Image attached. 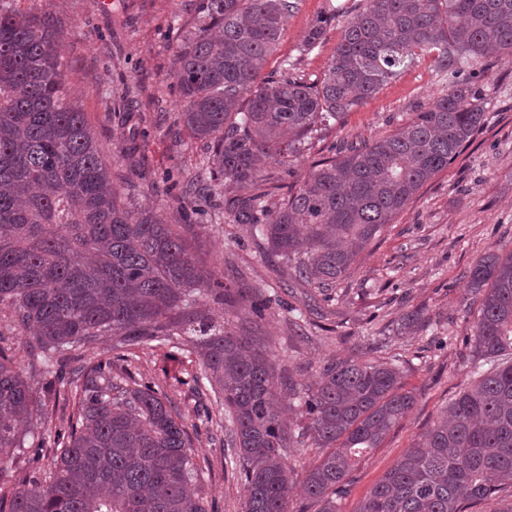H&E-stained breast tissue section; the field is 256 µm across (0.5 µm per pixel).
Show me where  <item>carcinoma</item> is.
Segmentation results:
<instances>
[{"instance_id":"obj_1","label":"carcinoma","mask_w":512,"mask_h":512,"mask_svg":"<svg viewBox=\"0 0 512 512\" xmlns=\"http://www.w3.org/2000/svg\"><path fill=\"white\" fill-rule=\"evenodd\" d=\"M344 27L323 76L296 78L283 62L264 73L298 0H196L198 29L174 55L182 121L209 149V179L232 194L248 224L295 279L333 300L357 258L421 187L448 167L486 122L461 65L512 54V0H365ZM336 14L316 19L315 48ZM59 32L36 15L0 8V306L32 332L27 354L53 370L62 413L41 476L0 481V512H207L181 413L155 378L135 370L147 344L194 337L224 409V444L246 492L244 512H287L291 445L310 437L323 456L304 478L318 512H338L357 458L378 448L415 397L396 360H332L300 397L309 421L287 432L277 380L260 336L237 334L192 308L203 289L229 284L202 270L177 224L133 213L118 198L83 113L68 101ZM432 54L448 91L394 134L313 165L270 204L256 186L267 159L288 167L307 141L364 102L418 55ZM478 303L472 382L449 417L427 430L357 512H469L512 497V251L469 270ZM112 339L95 360L74 353ZM0 348V472L24 451L29 383Z\"/></svg>"}]
</instances>
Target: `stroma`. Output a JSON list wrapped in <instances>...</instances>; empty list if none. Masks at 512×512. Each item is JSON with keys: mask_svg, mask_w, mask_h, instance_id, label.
<instances>
[{"mask_svg": "<svg viewBox=\"0 0 512 512\" xmlns=\"http://www.w3.org/2000/svg\"><path fill=\"white\" fill-rule=\"evenodd\" d=\"M98 2L0 0V5L48 19L59 31L67 97L83 112L122 201L132 210L148 209L164 223L181 225L198 263L239 290L241 297L232 305L201 291L196 307L215 323L228 318L234 330L246 326L269 340L272 362L282 373L278 392L284 424L306 425L295 392L312 384L327 361L367 362L376 359L381 344L398 359L404 387L416 402L383 444L356 464L354 482L339 501L340 512H356L372 487L471 381L467 338L478 306L468 292V272L488 251H512V56L484 59L476 70L485 125L361 253L351 276L337 284L335 301L303 321L299 313L309 287L267 257L248 225L225 218L223 186L211 185L203 198L188 192L203 177L209 157L205 142L193 137L180 119L183 101L172 68L184 36L197 26L193 0H112L106 10ZM363 5L364 0H299L267 70L286 61L306 81L321 78L344 24ZM334 6L342 12L327 27L322 43L313 51L303 50L310 23ZM445 91L434 58L419 57L314 138L294 160L291 174L271 161L264 175L275 184L299 186L315 161L347 144L393 134ZM261 281L267 283L271 301L257 320L248 298ZM416 309L423 314L421 322L396 333L402 316ZM7 318L0 308V346L15 351L18 371L35 399L44 401L51 375L31 373L24 351L27 336L9 330ZM184 349L181 343L145 348L135 366L143 375L167 379L165 392L194 440L207 512H243L245 491L230 464L232 451L224 447L215 425L194 410L196 401L212 403L210 387L185 373ZM58 425L54 409L34 410L23 428L26 450L17 470L33 473L49 467L52 450L40 447L38 438ZM320 454L317 448L289 449L297 486L289 494L288 512H317L298 483Z\"/></svg>", "mask_w": 512, "mask_h": 512, "instance_id": "1", "label": "stroma"}]
</instances>
